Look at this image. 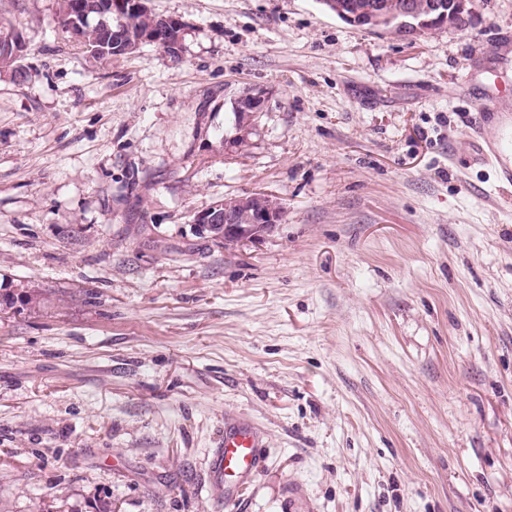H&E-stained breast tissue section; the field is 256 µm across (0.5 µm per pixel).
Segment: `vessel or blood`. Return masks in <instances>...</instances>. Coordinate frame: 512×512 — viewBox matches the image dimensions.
Returning a JSON list of instances; mask_svg holds the SVG:
<instances>
[{"mask_svg":"<svg viewBox=\"0 0 512 512\" xmlns=\"http://www.w3.org/2000/svg\"><path fill=\"white\" fill-rule=\"evenodd\" d=\"M470 160L492 166L499 182L512 185V113L498 109L497 99L486 100L467 132ZM264 458L259 433L248 423L225 425L224 441L212 459L216 481L242 484L259 471Z\"/></svg>","mask_w":512,"mask_h":512,"instance_id":"vessel-or-blood-1","label":"vessel or blood"}]
</instances>
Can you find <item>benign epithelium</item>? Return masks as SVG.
<instances>
[{
	"label": "benign epithelium",
	"instance_id": "benign-epithelium-1",
	"mask_svg": "<svg viewBox=\"0 0 512 512\" xmlns=\"http://www.w3.org/2000/svg\"><path fill=\"white\" fill-rule=\"evenodd\" d=\"M448 10H443V6ZM474 0H448L443 3L437 0L432 7L439 12L438 20L454 19L451 24L453 30H465L473 22ZM96 10L104 14L110 11L126 18V22L115 28H104L98 32V37L105 39L112 37V42L123 38L135 45L152 43L164 51L176 53L180 48L181 36L170 37V30L157 24V20L148 22L146 26L140 25V20L151 16L147 0H99ZM419 10L411 2L404 3L390 10L387 16L388 27L379 30V33L393 35L400 33L403 36H421L427 33L423 22L418 20ZM265 97L258 92L252 98L250 111L239 113L240 120L235 125L236 134L226 139V150H231L237 144L248 140L256 131L257 119L264 111ZM283 219V207L270 197L262 194H252L243 199L241 205L228 200H218L206 208L193 213L192 224L199 234L210 237L218 244L234 245L245 241H254L273 229ZM224 226V236L213 234L214 227Z\"/></svg>",
	"mask_w": 512,
	"mask_h": 512
}]
</instances>
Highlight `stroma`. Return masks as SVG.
<instances>
[{"mask_svg": "<svg viewBox=\"0 0 512 512\" xmlns=\"http://www.w3.org/2000/svg\"><path fill=\"white\" fill-rule=\"evenodd\" d=\"M181 49L92 56L0 0V512H512V186L467 164L512 0L410 41L319 0H149ZM266 110L235 152L232 100ZM284 215L230 247L195 211ZM263 438L236 489L224 424ZM15 33H18L22 39L23 36H22V33L17 30L14 26H9V27H5V26H2L0 25V38H1V52H0V68H4V69H11L15 76L18 75V76H22V78L24 77V71H23V68L19 63V61L21 60V58L19 57H14L13 56V53L15 55H18L19 54V51L17 50V47H21V39L20 38H17V39H9L7 41V49L10 48V44L13 43L14 44V49L12 51V48L10 50H6V46L4 44H2V37H7L11 34H15ZM16 45V46H15ZM283 208L270 197L252 194L243 199L241 208L227 199L211 203L193 213L195 231L217 244L234 245L254 241L273 229L283 219ZM215 225H224V238L212 233Z\"/></svg>", "mask_w": 512, "mask_h": 512, "instance_id": "35a3bbf8", "label": "stroma"}]
</instances>
